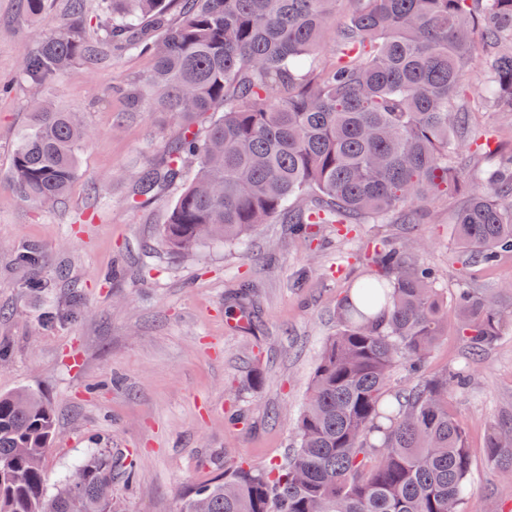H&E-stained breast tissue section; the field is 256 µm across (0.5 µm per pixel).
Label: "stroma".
Segmentation results:
<instances>
[{"mask_svg":"<svg viewBox=\"0 0 512 512\" xmlns=\"http://www.w3.org/2000/svg\"><path fill=\"white\" fill-rule=\"evenodd\" d=\"M69 18L68 0H46L40 20L19 0H0V394L34 392L52 406L56 431L42 470L56 491L92 451L109 448L132 466L116 475L120 512H182L187 495L224 471L231 454L254 467L294 446L336 305L370 274L376 242L421 240L447 301L459 289L494 293L512 282V253L493 266L462 265L452 234L457 198L427 205L417 224H321L315 238L283 223L262 224L245 248L205 244L172 255L160 237L180 190L133 203L137 178L181 133L178 118L132 108L151 54L116 53L78 65L47 87L17 82L38 38ZM488 70L476 58L465 77L478 130L496 132L512 153V120L481 107ZM47 99L91 132L76 178L55 208L23 201L9 181L12 150L31 104ZM106 191L96 203L90 183ZM36 252L25 266L18 251ZM467 371L451 396L466 430L472 512L495 503L512 512V479L485 448L489 427L512 415V332L481 355L449 329L425 360L433 375Z\"/></svg>","mask_w":512,"mask_h":512,"instance_id":"1","label":"stroma"}]
</instances>
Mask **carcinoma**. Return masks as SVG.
Instances as JSON below:
<instances>
[{"label": "carcinoma", "mask_w": 512, "mask_h": 512, "mask_svg": "<svg viewBox=\"0 0 512 512\" xmlns=\"http://www.w3.org/2000/svg\"><path fill=\"white\" fill-rule=\"evenodd\" d=\"M171 2L112 0L92 42L81 31L84 0H70L72 24L41 39L18 73L46 86L114 49L154 52L144 88L128 95L177 115L184 131L136 181L132 199L179 184L195 160L162 229L170 252L235 246L277 218L305 233L394 215L413 224L417 204L457 194L454 235L466 260L512 253V160L474 192L454 165L460 147L478 159L492 152L458 105L480 49L486 103L512 116V0H356L341 19L338 0H181L175 25ZM336 25V48L322 59ZM216 111L222 118L198 135L196 119ZM89 136L75 113L36 106L12 154L20 197L60 203ZM419 252L413 238L374 248L375 273L338 303L292 452L265 469L224 454V474L182 512H471L467 435L449 402L464 374H421L448 328V304ZM454 316L471 350H488L512 332V283L494 295L462 289ZM398 363L415 381L393 389ZM55 428L39 395H0V512H117L109 451L81 466L80 484L47 493L41 461ZM486 448L511 476L512 419L491 425Z\"/></svg>", "instance_id": "obj_1"}]
</instances>
